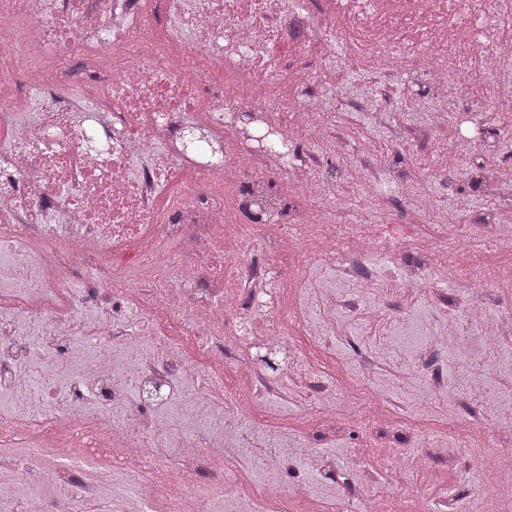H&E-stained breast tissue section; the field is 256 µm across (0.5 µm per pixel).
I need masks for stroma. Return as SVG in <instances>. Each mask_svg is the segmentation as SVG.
Wrapping results in <instances>:
<instances>
[{"label":"stroma","mask_w":512,"mask_h":512,"mask_svg":"<svg viewBox=\"0 0 512 512\" xmlns=\"http://www.w3.org/2000/svg\"><path fill=\"white\" fill-rule=\"evenodd\" d=\"M331 60L342 92L329 102L323 119L345 139L347 153L336 159L323 157L320 171L336 179L342 221L354 223L358 210L369 209L376 223L405 225L406 240L397 250L400 257L412 256L410 238L434 233L435 227L429 218L411 216L404 196L394 192V182L408 181L413 191L432 198L437 213H455L480 229L478 261L502 259L493 227L512 224V191L488 183L490 171H512V124L495 119L502 103L485 91L459 100L458 114L476 129L467 138L456 122L433 127L422 111L411 109L410 98L423 99L431 93L411 67L374 76L349 59L339 44L333 47ZM400 119L411 124L414 133L396 144L389 125ZM359 163L380 170L377 185L347 180V170ZM362 305L381 308L383 326L348 314L341 333L323 337L322 343L353 374L358 371L360 351L370 350L383 363L386 372L375 379L374 387L391 405L388 427L377 433L362 426L344 427L336 436L308 444L284 474L286 483H303L327 512H365V502L353 489L366 472L376 469L380 445L400 443L409 420L432 417L447 422L466 415L470 402L462 384L468 368L481 369L489 408L504 400L512 402V342L495 358L481 352L477 328L468 314L472 307L490 315L512 308V286L473 290L448 280L427 285L413 298L372 293L363 296ZM443 314L455 319L458 330L445 345L433 330L434 319ZM423 442L439 479L426 483L398 469L385 471L382 486L396 491L395 508L433 512L440 498L455 496L460 512H471L469 499L460 495L462 480L448 475L447 435L430 434Z\"/></svg>","instance_id":"obj_1"}]
</instances>
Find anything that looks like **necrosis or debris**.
I'll return each instance as SVG.
<instances>
[{"mask_svg":"<svg viewBox=\"0 0 512 512\" xmlns=\"http://www.w3.org/2000/svg\"><path fill=\"white\" fill-rule=\"evenodd\" d=\"M344 43L370 74L416 60L444 118L481 80L512 97V0H0V469L36 488L27 512H81L80 503L122 476L114 512H324L302 487L275 476L311 433H335L349 408L381 426L384 403L367 375L346 377L309 343L335 331L336 310L355 297L319 295V322L303 319L312 263L335 266L352 288H373L365 268L403 233L369 212L338 223L306 202L333 199L336 181L303 143H345L318 122L333 79L318 49ZM82 69H73L72 59ZM293 112L289 127L278 121ZM505 261L474 262L459 225L417 241L423 263L395 268L411 296L424 275L453 274L466 287L512 284V224L495 228ZM84 272L83 285L64 288ZM136 309L154 344L143 356L128 336ZM34 321L50 347L37 357L19 331ZM281 352L273 377L258 353ZM140 363L141 385L175 395L158 421L112 385V360ZM59 378L56 408L43 410L35 375ZM224 379L223 392L200 381ZM312 389L298 403L299 388ZM473 411L453 422L448 468L488 472L494 512H512V448L478 457L512 412ZM298 403L293 415L282 408ZM430 422L408 430L409 447L384 461L424 480L418 448ZM283 437L267 452L256 432ZM271 473L255 482L253 467Z\"/></svg>","mask_w":512,"mask_h":512,"instance_id":"4bbe7bcc","label":"necrosis or debris"}]
</instances>
